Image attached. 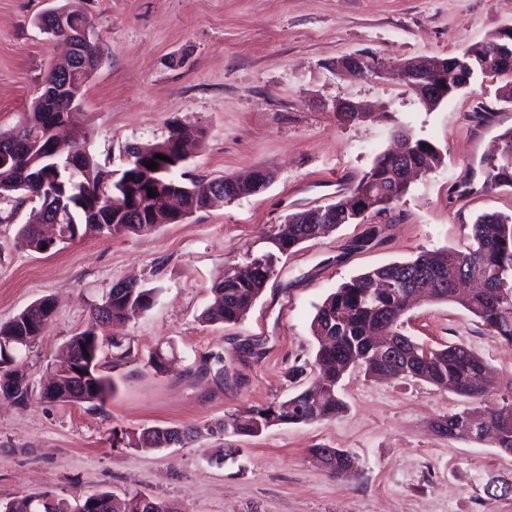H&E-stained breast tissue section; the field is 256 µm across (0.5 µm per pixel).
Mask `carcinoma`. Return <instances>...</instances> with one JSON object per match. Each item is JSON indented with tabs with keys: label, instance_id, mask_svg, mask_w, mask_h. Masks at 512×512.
Returning a JSON list of instances; mask_svg holds the SVG:
<instances>
[{
	"label": "carcinoma",
	"instance_id": "carcinoma-1",
	"mask_svg": "<svg viewBox=\"0 0 512 512\" xmlns=\"http://www.w3.org/2000/svg\"><path fill=\"white\" fill-rule=\"evenodd\" d=\"M56 126L55 116L43 110L42 97L39 96L33 102L32 112L19 126L0 131V147L32 135L50 140ZM500 139V157L490 162L485 171L487 189L512 186V129L502 133ZM158 154L167 156L168 160L156 158ZM441 159L440 151L433 144L416 139L412 141L406 164L427 171L437 167ZM149 160L156 162L165 172L156 174L145 167L136 180L121 188L119 184L125 177L113 180L112 171L101 166L93 155H84L79 178V191L84 198L93 201L101 196H130L142 208L143 222L124 224L116 217L117 210L112 206L97 209L91 206L77 215L76 223L59 225V234L74 241L87 236L114 237L148 230L155 227L156 221L166 217L163 198L182 186L193 189L190 212L211 207L209 180L185 182L177 175L181 168L179 161L183 160L177 133L143 147L142 161ZM31 162L32 159L21 156L16 163L0 166V199L17 200L28 193L37 197L42 194L41 185L28 181V177L23 175V170ZM365 181L370 182L375 204L369 211L356 196ZM150 188L155 191L152 197L148 196ZM408 190L409 185L400 179L391 164L389 153L377 155L363 181L336 200L333 223L290 224L288 231L269 237L271 250L252 258L242 267L225 270L224 276L217 278L211 286L214 306L206 312L205 319L224 324L239 322L262 294L282 256L342 224L356 222L359 216L365 219L389 211ZM17 240L20 246L38 252L46 250L49 245L37 224L21 225ZM465 271L479 276L484 286L465 294L459 293L452 284ZM419 288L433 289L430 299L459 305L477 318L490 335L512 345V216L499 213L479 216L472 224V244L465 252L422 251L411 259L359 274L334 289L317 307L311 322V330L318 343L316 362L319 365L318 385L322 388L320 399L312 398L310 391H302L278 403L238 411L202 429L155 426L138 434L114 429L112 446L158 448L171 434L182 435L181 444L185 445L203 430L211 436L224 433L226 422L237 436H257L279 424H311L331 419L345 408L338 396L341 379L347 371L358 368L369 378L386 380L402 372L406 377L422 380L445 391H454L468 399L469 406L442 417L448 425V437L490 439L497 448H512V380L499 402L476 407L474 403L483 402L486 394L484 377L487 365L484 359L457 344L426 349L400 331L402 319L412 308ZM111 293L109 318L112 320H132L147 311L156 299L155 289L135 286L131 282L124 288H112ZM54 311L52 299L44 297L9 322L0 324V338L26 337L14 347L13 361L0 363V377L14 378L17 404L24 407L33 399V390L20 358L49 326ZM98 326L99 317L95 316L86 328L71 336L66 357L59 361L63 365L72 357L87 364L91 362L97 368L94 377L84 381L56 370L59 381L53 387L73 398L77 406H101L115 391L112 379L98 371L104 354V345L96 341ZM472 421L483 424V432L474 435L464 432L463 427ZM138 497L139 494L132 493L116 500L114 494L101 492L66 506L64 499L54 502L51 494L44 492L0 501V512H176L156 499L150 510H140L135 504Z\"/></svg>",
	"mask_w": 512,
	"mask_h": 512
}]
</instances>
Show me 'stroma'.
<instances>
[{
    "label": "stroma",
    "instance_id": "1",
    "mask_svg": "<svg viewBox=\"0 0 512 512\" xmlns=\"http://www.w3.org/2000/svg\"><path fill=\"white\" fill-rule=\"evenodd\" d=\"M65 0H0V130L30 111L64 47L36 24ZM101 46L82 90L89 149L122 171L126 152L183 127L198 142L186 179L274 173L260 193L197 211L141 235L86 237L46 252L18 247L32 206L0 201V323L43 297L51 324L23 354L40 388L70 336L84 329L112 287L156 289L145 313L111 332L129 344L101 370L116 391L103 407L0 403V499L51 492L72 500L131 491L180 512H512V454L434 434L431 421L464 398L413 379L347 373L344 412L313 424H281L256 437L203 436L176 448L112 445L113 429L215 423L247 407L288 399L316 377V308L343 282L423 250H463L484 213L512 214V187L484 188L499 136L512 129L500 78L424 105L396 77L350 79L332 65L348 55L390 69L420 56L446 58L512 26V0H80ZM352 100L370 118L340 121L331 105ZM402 128L437 146L444 163L416 178L387 215L344 224L301 245L238 324L203 322L213 281L267 250L288 214L352 188ZM402 332L437 348L480 355L499 399L512 379V346L458 305L424 301ZM173 363L154 370L155 351ZM226 376L217 379V366ZM304 366L289 379L292 366ZM339 448L355 471L335 477L309 450ZM234 458L219 461V449Z\"/></svg>",
    "mask_w": 512,
    "mask_h": 512
}]
</instances>
